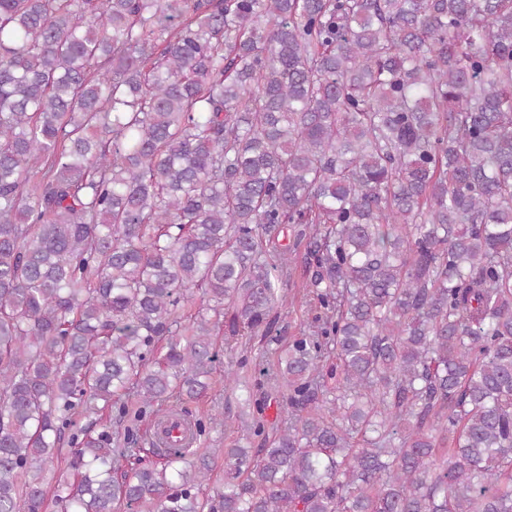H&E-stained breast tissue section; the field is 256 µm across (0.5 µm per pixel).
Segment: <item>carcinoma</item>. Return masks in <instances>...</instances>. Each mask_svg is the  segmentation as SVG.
<instances>
[{
    "label": "carcinoma",
    "instance_id": "cac0c4a2",
    "mask_svg": "<svg viewBox=\"0 0 512 512\" xmlns=\"http://www.w3.org/2000/svg\"><path fill=\"white\" fill-rule=\"evenodd\" d=\"M302 251L280 424L196 454ZM51 500L512 512V0H0V512ZM245 397L244 392L225 388L224 382L218 381L205 396L190 403L189 406L200 413L211 412L212 409L219 407V410L224 412V421L231 418L235 420L245 410Z\"/></svg>",
    "mask_w": 512,
    "mask_h": 512
}]
</instances>
